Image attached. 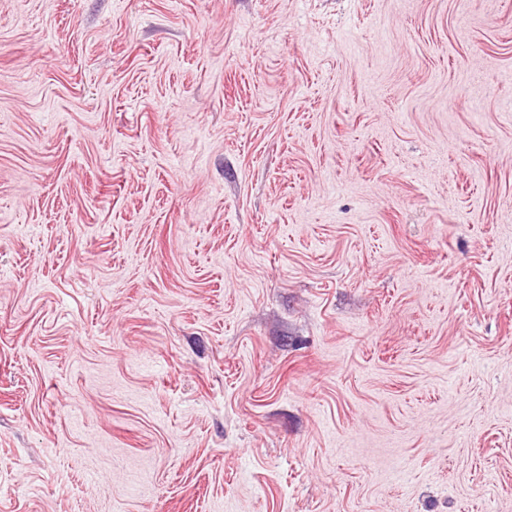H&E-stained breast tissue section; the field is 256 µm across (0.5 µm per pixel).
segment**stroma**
<instances>
[{
    "label": "stroma",
    "mask_w": 512,
    "mask_h": 512,
    "mask_svg": "<svg viewBox=\"0 0 512 512\" xmlns=\"http://www.w3.org/2000/svg\"><path fill=\"white\" fill-rule=\"evenodd\" d=\"M0 512H512V0H0Z\"/></svg>",
    "instance_id": "obj_1"
}]
</instances>
